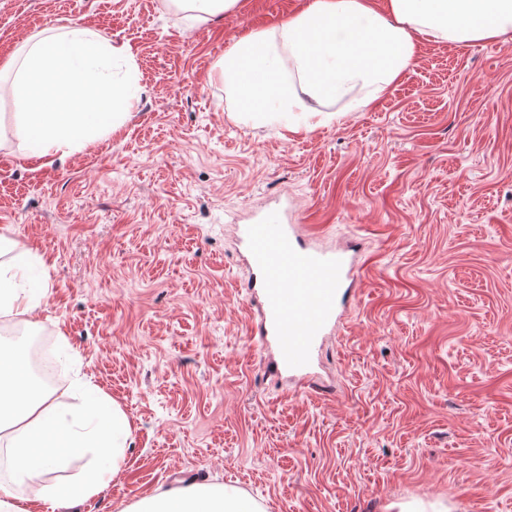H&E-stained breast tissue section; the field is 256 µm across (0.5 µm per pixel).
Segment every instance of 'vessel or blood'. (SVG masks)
Wrapping results in <instances>:
<instances>
[{"instance_id":"obj_1","label":"vessel or blood","mask_w":512,"mask_h":512,"mask_svg":"<svg viewBox=\"0 0 512 512\" xmlns=\"http://www.w3.org/2000/svg\"><path fill=\"white\" fill-rule=\"evenodd\" d=\"M240 242L251 264L259 346H273L276 365L309 385L315 354L348 301L352 263L342 252L305 244L296 224L243 225Z\"/></svg>"}]
</instances>
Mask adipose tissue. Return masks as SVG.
<instances>
[{
	"label": "adipose tissue",
	"mask_w": 512,
	"mask_h": 512,
	"mask_svg": "<svg viewBox=\"0 0 512 512\" xmlns=\"http://www.w3.org/2000/svg\"><path fill=\"white\" fill-rule=\"evenodd\" d=\"M512 36V0H307L274 26L239 36L217 75L226 93L245 102L249 120L288 131L314 129L333 113L324 105L344 101L363 111L383 97L416 62L421 43L468 45ZM40 301L16 287L0 268V316L30 320ZM80 397L61 408L50 396L35 397L24 365L0 349V439L9 449L13 484L0 483V512H71L97 496L125 462L131 434L119 405L87 382ZM70 448H95L103 466L65 487L44 486L34 498L21 484L62 464ZM125 512H263L235 488L190 481L141 497Z\"/></svg>",
	"instance_id": "adipose-tissue-1"
}]
</instances>
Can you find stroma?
Returning <instances> with one entry per match:
<instances>
[{"instance_id": "35a3bbf8", "label": "stroma", "mask_w": 512, "mask_h": 512, "mask_svg": "<svg viewBox=\"0 0 512 512\" xmlns=\"http://www.w3.org/2000/svg\"><path fill=\"white\" fill-rule=\"evenodd\" d=\"M306 0H0V63L32 36L94 29L131 48L126 120L33 154L0 90V261L38 254L53 396L83 376L126 413L125 465L71 512H122L196 479L265 512H512V41L425 43L361 112L290 132L242 118L214 73L240 35ZM308 224L359 266L354 303L287 387L255 347L235 227ZM90 448L23 496L97 465ZM177 2L186 12L185 18L194 23L209 20L233 10L238 0H183Z\"/></svg>"}]
</instances>
